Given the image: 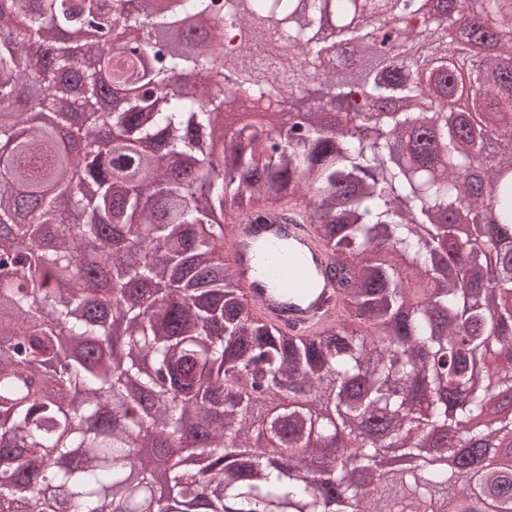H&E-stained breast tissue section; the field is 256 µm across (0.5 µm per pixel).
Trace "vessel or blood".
Here are the masks:
<instances>
[{"label":"vessel or blood","instance_id":"vessel-or-blood-1","mask_svg":"<svg viewBox=\"0 0 512 512\" xmlns=\"http://www.w3.org/2000/svg\"><path fill=\"white\" fill-rule=\"evenodd\" d=\"M229 247L259 315L306 333L340 315L339 290L328 274L332 261L296 211L240 225Z\"/></svg>","mask_w":512,"mask_h":512}]
</instances>
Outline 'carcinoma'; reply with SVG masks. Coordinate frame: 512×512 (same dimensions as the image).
I'll list each match as a JSON object with an SVG mask.
<instances>
[{"label":"carcinoma","mask_w":512,"mask_h":512,"mask_svg":"<svg viewBox=\"0 0 512 512\" xmlns=\"http://www.w3.org/2000/svg\"><path fill=\"white\" fill-rule=\"evenodd\" d=\"M125 2L0 0V328L24 324L0 332V512H457L473 496L512 512V470L452 472L406 438L512 439L489 409L512 390V0ZM91 29L107 50L60 38ZM105 79L112 111L72 126V83L96 102ZM241 96L287 131L252 121L218 150L204 134ZM336 98L335 122L300 120ZM287 205L341 293L309 336L256 316L224 262L228 225ZM98 310L125 321L120 349ZM188 418L213 466L239 457L204 496L178 463ZM159 428L155 463L129 468L130 432ZM259 428L288 467L248 443ZM345 434L357 472L321 463ZM381 444L418 465L386 480Z\"/></svg>","instance_id":"obj_1"}]
</instances>
